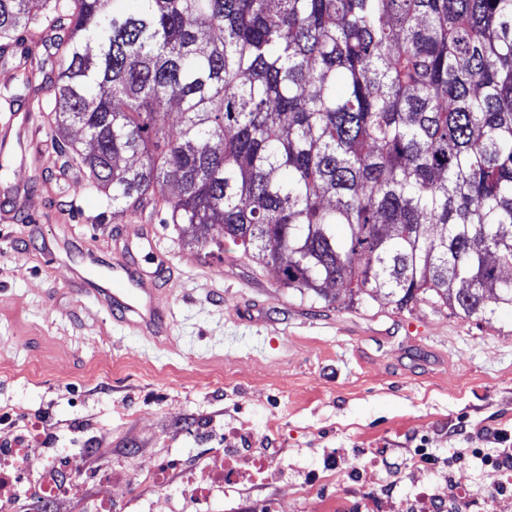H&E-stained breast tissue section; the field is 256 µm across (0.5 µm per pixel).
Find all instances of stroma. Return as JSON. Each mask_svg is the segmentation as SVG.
Segmentation results:
<instances>
[{"mask_svg":"<svg viewBox=\"0 0 512 512\" xmlns=\"http://www.w3.org/2000/svg\"><path fill=\"white\" fill-rule=\"evenodd\" d=\"M16 76L1 57L0 107L17 103L27 124L19 134L0 127L10 148L0 191H18L27 216L0 223V410L17 418L0 441L34 424L43 447L108 448L113 470L127 472L157 452L196 459L238 434L287 468L244 490L282 512H366L368 499L404 512L426 488L452 512H512V488L489 492L470 455L495 450L488 427L512 448L511 312L479 324L426 302L312 303L276 288L232 242L209 254L155 214L158 257L174 272L162 291L170 331H133L71 288L56 253L105 237L123 247L138 221L103 223L104 197L57 177L46 115ZM421 446L434 462L415 463ZM312 474L316 489L301 496ZM460 486L468 497L456 496Z\"/></svg>","mask_w":512,"mask_h":512,"instance_id":"obj_1","label":"stroma"}]
</instances>
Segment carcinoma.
I'll return each mask as SVG.
<instances>
[{"instance_id":"carcinoma-1","label":"carcinoma","mask_w":512,"mask_h":512,"mask_svg":"<svg viewBox=\"0 0 512 512\" xmlns=\"http://www.w3.org/2000/svg\"><path fill=\"white\" fill-rule=\"evenodd\" d=\"M0 43L105 219L312 302L512 310V0H0Z\"/></svg>"}]
</instances>
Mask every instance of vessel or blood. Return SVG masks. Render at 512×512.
Returning a JSON list of instances; mask_svg holds the SVG:
<instances>
[{"instance_id": "1", "label": "vessel or blood", "mask_w": 512, "mask_h": 512, "mask_svg": "<svg viewBox=\"0 0 512 512\" xmlns=\"http://www.w3.org/2000/svg\"><path fill=\"white\" fill-rule=\"evenodd\" d=\"M97 273L73 268L71 284L78 291L94 294L103 308L130 328L147 334L165 331V308L151 274L132 252L115 259H97Z\"/></svg>"}]
</instances>
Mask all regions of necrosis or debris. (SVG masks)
Returning a JSON list of instances; mask_svg holds the SVG:
<instances>
[{
	"mask_svg": "<svg viewBox=\"0 0 512 512\" xmlns=\"http://www.w3.org/2000/svg\"><path fill=\"white\" fill-rule=\"evenodd\" d=\"M8 464L19 484L17 492L0 489V512H50L58 497H66L69 512H126L130 497L116 496V485L147 486L155 491L167 489L170 481L185 478L188 471L204 473L205 479L189 490L194 512H204L213 486L237 489L248 479L242 468L243 459L217 449L196 463L160 454L140 464L131 473L110 474L106 468L89 469L81 464L74 449L43 448L39 445L37 427H29L22 452H1L0 464ZM40 464L39 478H32V464Z\"/></svg>",
	"mask_w": 512,
	"mask_h": 512,
	"instance_id": "obj_1",
	"label": "necrosis or debris"
}]
</instances>
